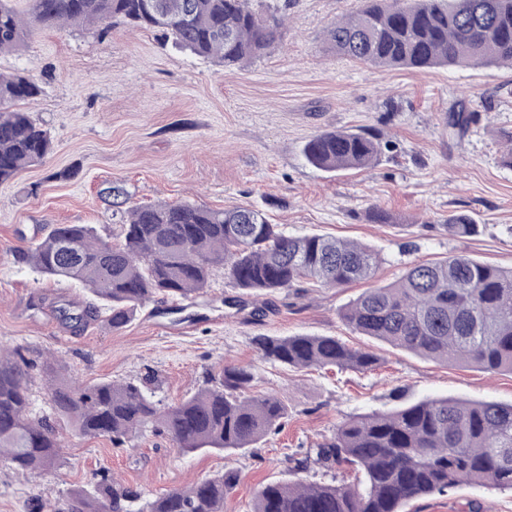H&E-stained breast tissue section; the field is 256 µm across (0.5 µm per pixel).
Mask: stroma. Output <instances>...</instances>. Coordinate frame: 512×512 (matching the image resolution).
<instances>
[{
    "instance_id": "35a3bbf8",
    "label": "stroma",
    "mask_w": 512,
    "mask_h": 512,
    "mask_svg": "<svg viewBox=\"0 0 512 512\" xmlns=\"http://www.w3.org/2000/svg\"><path fill=\"white\" fill-rule=\"evenodd\" d=\"M281 38L262 58L233 70L191 56L158 34L125 25L37 32L18 53L0 54V72L21 71L41 87L19 107L45 128L52 151L0 186V349L35 362L60 360L71 378L141 381L169 407L209 386L224 364L252 366L258 392L281 398L288 421L276 436L235 453L184 454L163 433L143 431L125 446L81 438L56 415L50 382L35 373L30 399L64 443L59 464L22 476L0 460V512H64L69 493L100 469L151 497L221 470L239 475L224 512H250L260 486L289 480L286 457L330 439L344 420L429 397L512 403V373L439 363L353 332L345 305L369 283L293 288L247 298L215 269L204 293L174 311L169 300L138 308L124 328L106 320L74 334L60 315L84 289L20 264L17 250L55 224H89L124 242L119 212L140 203L191 201L247 206L300 236L320 233L373 247V282L400 278L413 262L465 254L512 268V69H381L326 52L327 28L362 0H277ZM471 113L465 132L449 124ZM326 129H358L382 142L367 169L325 173L302 149ZM126 194L114 201L109 189ZM390 216L367 218L371 205ZM478 222L449 234V213ZM262 315H254V308ZM334 336L380 359L367 371L297 370L260 358L257 336ZM512 512V492L464 484L410 502L406 512Z\"/></svg>"
}]
</instances>
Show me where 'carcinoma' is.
Returning <instances> with one entry per match:
<instances>
[{"instance_id": "obj_1", "label": "carcinoma", "mask_w": 512, "mask_h": 512, "mask_svg": "<svg viewBox=\"0 0 512 512\" xmlns=\"http://www.w3.org/2000/svg\"><path fill=\"white\" fill-rule=\"evenodd\" d=\"M24 4L19 9L18 4ZM0 0V53L21 50L42 29L125 24L153 30L178 48L232 69L263 56L280 37L279 7L255 0ZM328 51L380 68L512 66V0H363L325 33ZM41 92L22 72L0 75V184L43 162L49 134L15 108ZM381 143L366 134L324 130L307 141L306 160L336 172L373 165ZM124 244L113 247L88 224H56L43 241L19 251L36 272L80 281L95 300L60 308L79 333L99 319L125 327L138 306L157 296L187 299L224 268L235 288L275 293L316 283L338 288L369 280L379 254L358 242L322 234L292 236L254 208L212 209L188 202L149 203L121 214ZM448 231L468 236L477 224L448 215ZM356 333L423 357L512 373V269L465 255L413 263L394 283L367 289L342 313ZM261 359L294 369L368 370L377 357L334 336H257ZM32 365L0 352V458L19 473L50 469L62 445L53 425L31 415ZM249 365L226 364L215 385L167 408L148 382L101 381L76 387L60 376L54 410L78 435L107 437L121 447L148 428L167 433L188 454L246 450L278 432L288 406L255 395ZM291 471L311 465L347 469L351 481L272 482L255 493L251 512H404L428 494L464 484L512 491V404L427 398L388 412L354 416L310 453L288 456ZM237 485L225 471L151 498L104 469L88 488L70 493L68 512H224Z\"/></svg>"}]
</instances>
